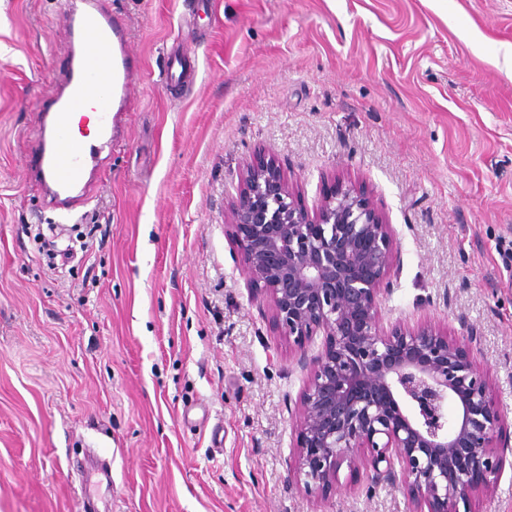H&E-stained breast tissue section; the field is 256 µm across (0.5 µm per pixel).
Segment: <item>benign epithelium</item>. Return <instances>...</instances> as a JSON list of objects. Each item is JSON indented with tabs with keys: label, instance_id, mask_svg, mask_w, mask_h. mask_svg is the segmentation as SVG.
Listing matches in <instances>:
<instances>
[{
	"label": "benign epithelium",
	"instance_id": "benign-epithelium-1",
	"mask_svg": "<svg viewBox=\"0 0 512 512\" xmlns=\"http://www.w3.org/2000/svg\"><path fill=\"white\" fill-rule=\"evenodd\" d=\"M227 215L252 301L268 308L307 371L290 480L323 494L346 463L366 470L370 492L401 486L412 512H471L504 470L506 416L466 349L476 330L460 340L430 320L381 327L399 247L365 189L338 184L310 211L268 154L243 164ZM320 335L321 350L308 354Z\"/></svg>",
	"mask_w": 512,
	"mask_h": 512
}]
</instances>
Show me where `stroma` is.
<instances>
[{
	"label": "stroma",
	"mask_w": 512,
	"mask_h": 512,
	"mask_svg": "<svg viewBox=\"0 0 512 512\" xmlns=\"http://www.w3.org/2000/svg\"><path fill=\"white\" fill-rule=\"evenodd\" d=\"M63 3L0 0V512H410L288 481L307 376L224 226L261 151L306 206L364 186L400 245L384 323L476 329L512 434V0H112L141 72L67 220L24 177Z\"/></svg>",
	"instance_id": "1"
}]
</instances>
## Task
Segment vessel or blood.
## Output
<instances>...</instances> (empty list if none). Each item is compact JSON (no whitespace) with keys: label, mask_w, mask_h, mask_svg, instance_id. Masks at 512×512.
<instances>
[{"label":"vessel or blood","mask_w":512,"mask_h":512,"mask_svg":"<svg viewBox=\"0 0 512 512\" xmlns=\"http://www.w3.org/2000/svg\"><path fill=\"white\" fill-rule=\"evenodd\" d=\"M65 48L57 85L35 114L38 131L25 178L46 208L77 214L97 190L105 170L102 148L132 95L136 74L125 27L108 0H71L59 29ZM91 109L100 145L83 146L77 116Z\"/></svg>","instance_id":"vessel-or-blood-1"}]
</instances>
